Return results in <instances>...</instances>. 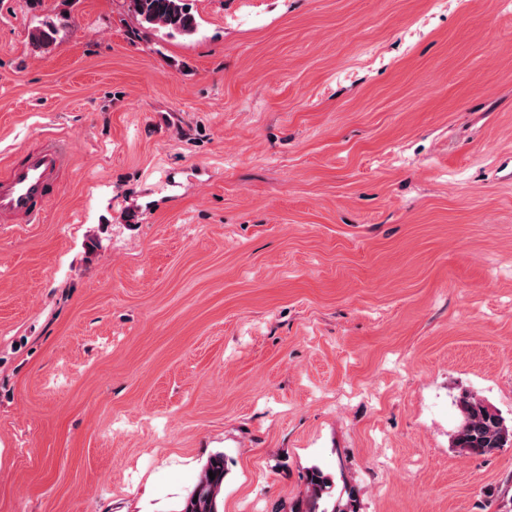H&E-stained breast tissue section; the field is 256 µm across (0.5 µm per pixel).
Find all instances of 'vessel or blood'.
<instances>
[{
    "label": "vessel or blood",
    "instance_id": "vessel-or-blood-1",
    "mask_svg": "<svg viewBox=\"0 0 512 512\" xmlns=\"http://www.w3.org/2000/svg\"><path fill=\"white\" fill-rule=\"evenodd\" d=\"M68 138L51 136L14 158L0 175V224H38L58 190L57 174L71 160Z\"/></svg>",
    "mask_w": 512,
    "mask_h": 512
}]
</instances>
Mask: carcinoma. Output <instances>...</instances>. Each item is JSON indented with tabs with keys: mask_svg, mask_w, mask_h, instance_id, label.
<instances>
[{
	"mask_svg": "<svg viewBox=\"0 0 512 512\" xmlns=\"http://www.w3.org/2000/svg\"><path fill=\"white\" fill-rule=\"evenodd\" d=\"M128 12L145 28L160 27L174 35H191L196 31V17L189 0H127ZM66 16L45 20L30 32V44L36 51L48 48L56 41ZM457 407L461 423L452 435V447L468 456L490 455L512 445V424H508L492 405L472 394L459 397ZM215 473L210 478L209 473ZM224 455L211 457L202 470L193 490L179 512H220L224 488ZM332 487L330 477L318 468L307 476V495L288 506V512H326L319 501Z\"/></svg>",
	"mask_w": 512,
	"mask_h": 512,
	"instance_id": "obj_1",
	"label": "carcinoma"
}]
</instances>
